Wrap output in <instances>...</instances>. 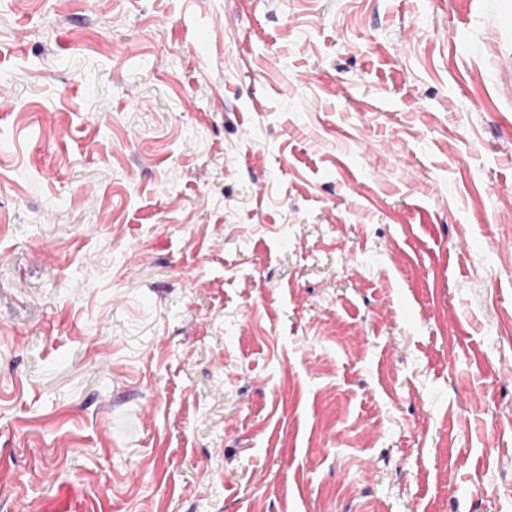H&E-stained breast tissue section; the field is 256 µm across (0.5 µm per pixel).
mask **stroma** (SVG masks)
<instances>
[{
  "label": "stroma",
  "instance_id": "obj_1",
  "mask_svg": "<svg viewBox=\"0 0 512 512\" xmlns=\"http://www.w3.org/2000/svg\"><path fill=\"white\" fill-rule=\"evenodd\" d=\"M0 512H512V0H0Z\"/></svg>",
  "mask_w": 512,
  "mask_h": 512
}]
</instances>
